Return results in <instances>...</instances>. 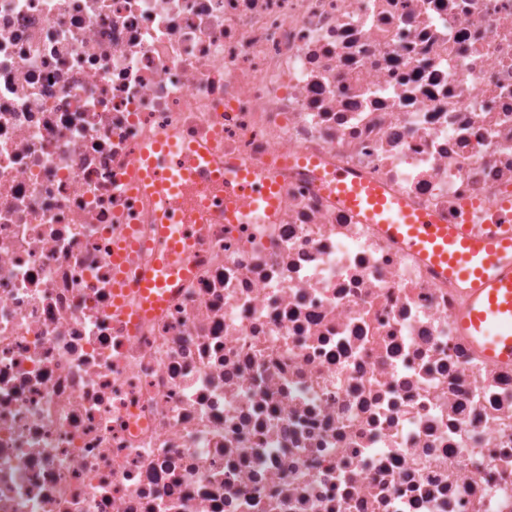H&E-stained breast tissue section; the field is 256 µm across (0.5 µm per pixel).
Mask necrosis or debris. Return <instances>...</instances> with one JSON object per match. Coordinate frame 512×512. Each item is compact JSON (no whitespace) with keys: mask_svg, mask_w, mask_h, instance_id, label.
<instances>
[{"mask_svg":"<svg viewBox=\"0 0 512 512\" xmlns=\"http://www.w3.org/2000/svg\"><path fill=\"white\" fill-rule=\"evenodd\" d=\"M161 138L280 205L189 211L143 315ZM336 168L455 224L512 203V0H0V512H512V366ZM276 188L271 180L259 179L254 172L240 169L234 163H224V216L230 221L245 216L240 204L248 201L254 211L271 217L277 209Z\"/></svg>","mask_w":512,"mask_h":512,"instance_id":"1","label":"necrosis or debris"}]
</instances>
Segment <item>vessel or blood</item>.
Returning <instances> with one entry per match:
<instances>
[{
	"label": "vessel or blood",
	"mask_w": 512,
	"mask_h": 512,
	"mask_svg": "<svg viewBox=\"0 0 512 512\" xmlns=\"http://www.w3.org/2000/svg\"><path fill=\"white\" fill-rule=\"evenodd\" d=\"M153 150L136 178L138 187L161 205L158 239L163 250L153 272L139 282L147 310L162 305L159 288L176 284L187 274L173 242L188 238L193 227L180 223L179 212L169 206L168 198L178 193V179L210 167L209 154L202 147L195 148L189 161L159 142ZM333 186L339 207L351 210L363 223L378 225L404 252L426 261L437 279L459 285L463 303L454 316L457 335L465 337L488 361L512 365V205L499 218L502 231L478 233L442 223L434 213L412 208L400 196L386 194L346 170L336 171ZM275 192L271 180L236 164H225L226 219L242 218L241 205L245 202L253 210L273 215L277 209Z\"/></svg>",
	"instance_id": "vessel-or-blood-1"
}]
</instances>
